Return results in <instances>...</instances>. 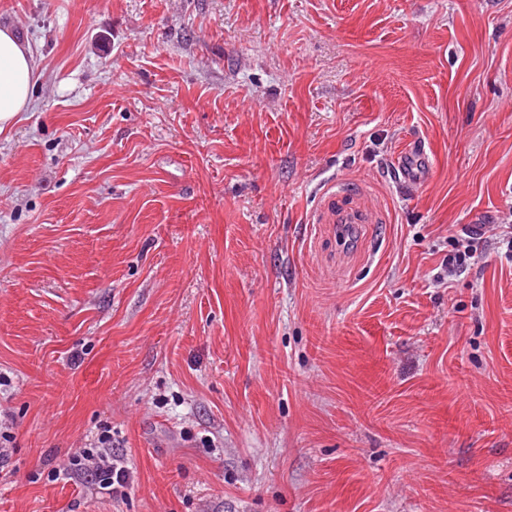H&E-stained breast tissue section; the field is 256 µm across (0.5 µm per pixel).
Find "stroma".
Instances as JSON below:
<instances>
[{
	"instance_id": "35a3bbf8",
	"label": "stroma",
	"mask_w": 512,
	"mask_h": 512,
	"mask_svg": "<svg viewBox=\"0 0 512 512\" xmlns=\"http://www.w3.org/2000/svg\"><path fill=\"white\" fill-rule=\"evenodd\" d=\"M2 27L40 77L0 132V512H512V0ZM107 435L122 497L68 474ZM342 200L336 194H331L328 199V209L335 215L337 224H364L365 219L357 207L341 203Z\"/></svg>"
}]
</instances>
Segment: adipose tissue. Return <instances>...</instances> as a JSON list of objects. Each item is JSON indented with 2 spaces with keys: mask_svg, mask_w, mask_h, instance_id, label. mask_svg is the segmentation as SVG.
Wrapping results in <instances>:
<instances>
[{
  "mask_svg": "<svg viewBox=\"0 0 512 512\" xmlns=\"http://www.w3.org/2000/svg\"><path fill=\"white\" fill-rule=\"evenodd\" d=\"M37 61L28 44L0 28V131L27 110L35 89Z\"/></svg>",
  "mask_w": 512,
  "mask_h": 512,
  "instance_id": "ef3b65f1",
  "label": "adipose tissue"
}]
</instances>
